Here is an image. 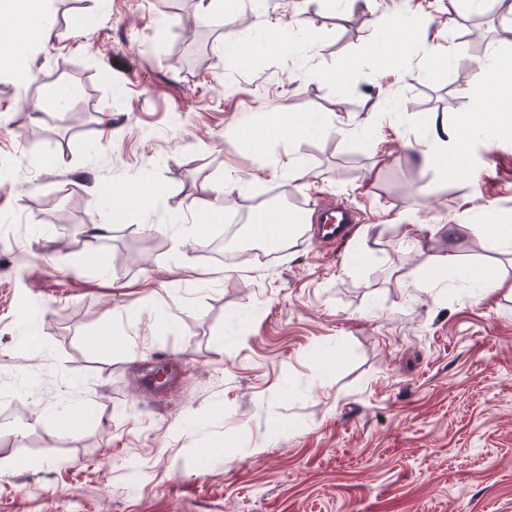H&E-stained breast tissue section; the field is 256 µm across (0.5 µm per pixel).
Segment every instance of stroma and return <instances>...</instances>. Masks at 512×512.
I'll use <instances>...</instances> for the list:
<instances>
[{"instance_id": "1", "label": "stroma", "mask_w": 512, "mask_h": 512, "mask_svg": "<svg viewBox=\"0 0 512 512\" xmlns=\"http://www.w3.org/2000/svg\"><path fill=\"white\" fill-rule=\"evenodd\" d=\"M196 2L52 0L31 84L0 76V512H512V258L431 232L512 224V136L452 178L412 147L467 119L475 65L512 63V17L474 39L448 0H224L222 24ZM379 15L447 26L456 59L386 55ZM279 111L312 130L253 146L242 126ZM229 175L244 226L273 190L312 226L225 263L196 202ZM328 201L363 221L324 248Z\"/></svg>"}]
</instances>
